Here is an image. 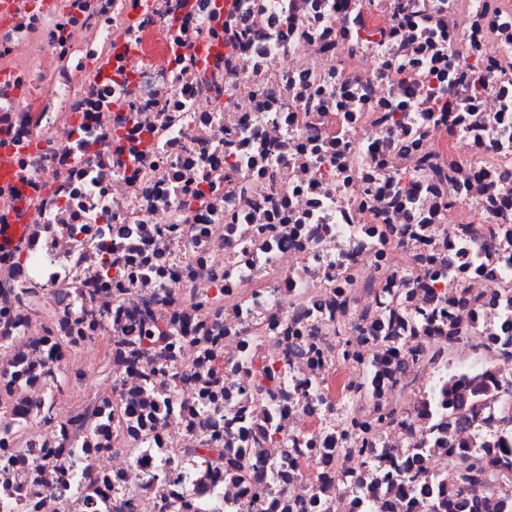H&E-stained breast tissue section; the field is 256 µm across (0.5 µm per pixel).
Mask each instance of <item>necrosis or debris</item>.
<instances>
[{"instance_id":"obj_1","label":"necrosis or debris","mask_w":512,"mask_h":512,"mask_svg":"<svg viewBox=\"0 0 512 512\" xmlns=\"http://www.w3.org/2000/svg\"><path fill=\"white\" fill-rule=\"evenodd\" d=\"M11 2L0 512L512 500V0ZM460 466V481L468 487L473 494L463 498L448 496V512H481L482 499L478 498L479 488L491 489L492 472L491 462L479 452L473 451L464 455Z\"/></svg>"}]
</instances>
